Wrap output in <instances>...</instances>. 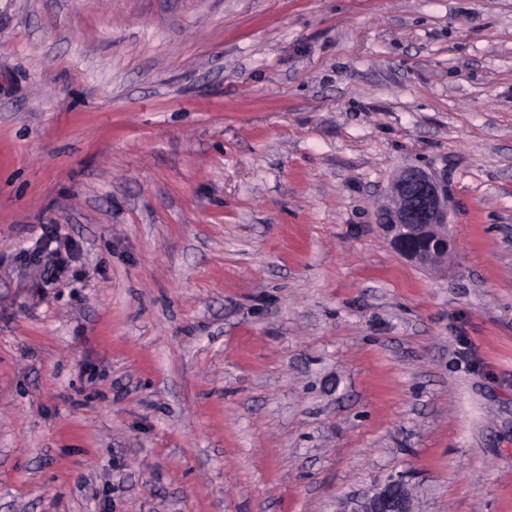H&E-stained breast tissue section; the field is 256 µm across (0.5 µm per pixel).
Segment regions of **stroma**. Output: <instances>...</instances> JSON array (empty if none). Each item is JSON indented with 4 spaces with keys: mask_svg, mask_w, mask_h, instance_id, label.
Instances as JSON below:
<instances>
[{
    "mask_svg": "<svg viewBox=\"0 0 512 512\" xmlns=\"http://www.w3.org/2000/svg\"><path fill=\"white\" fill-rule=\"evenodd\" d=\"M411 165L448 171L443 270L377 225ZM400 472L512 512V0H0V512ZM52 243H57L58 246L56 248H51ZM66 252L65 255H63L59 243L57 240L54 239L51 235L49 236V241L42 246L36 248L33 251L32 257L30 258V262L37 263V266L40 265L43 262L42 257H46L48 260L44 264L42 272L40 276L43 279L50 280L53 277H55L58 273V271H61V269L66 264L70 251L73 249V244L66 242L64 244Z\"/></svg>",
    "mask_w": 512,
    "mask_h": 512,
    "instance_id": "35a3bbf8",
    "label": "stroma"
}]
</instances>
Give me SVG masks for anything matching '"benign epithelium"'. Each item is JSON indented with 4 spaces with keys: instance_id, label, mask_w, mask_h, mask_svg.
Instances as JSON below:
<instances>
[{
    "instance_id": "1",
    "label": "benign epithelium",
    "mask_w": 512,
    "mask_h": 512,
    "mask_svg": "<svg viewBox=\"0 0 512 512\" xmlns=\"http://www.w3.org/2000/svg\"><path fill=\"white\" fill-rule=\"evenodd\" d=\"M448 173L419 166L401 169L379 206L378 225L390 245L422 267L437 268L455 250L448 236ZM337 512H417L412 485L404 474L388 476L370 492L343 503Z\"/></svg>"
}]
</instances>
